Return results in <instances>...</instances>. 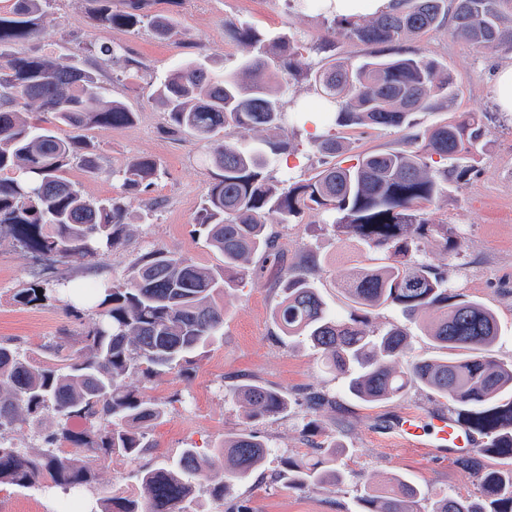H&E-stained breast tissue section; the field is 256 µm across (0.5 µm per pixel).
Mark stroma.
I'll list each match as a JSON object with an SVG mask.
<instances>
[{
    "instance_id": "stroma-1",
    "label": "stroma",
    "mask_w": 512,
    "mask_h": 512,
    "mask_svg": "<svg viewBox=\"0 0 512 512\" xmlns=\"http://www.w3.org/2000/svg\"><path fill=\"white\" fill-rule=\"evenodd\" d=\"M144 5L147 13L173 18L175 41L158 40L146 26L130 31L98 29L86 0H53L40 22V34L15 46L21 54L57 57L106 38L129 49L144 64V77L117 79L103 66L98 67L97 74L108 95L123 100L138 117L124 128L86 131L85 138L98 155L101 170L89 174L76 167L69 176L85 195L102 199L121 196V185L113 180L112 170L129 157H154L164 175L150 191L151 197L161 200V209L145 221L139 206H132L125 243L105 256L50 262L36 259L13 238L0 237V340L35 347L62 334L81 335L95 319L93 310L84 307L71 313L57 303H17L14 294L23 284L46 278L63 288L119 282L135 256L157 248L185 255L205 267L221 263V256L195 230L198 206L220 172L206 159L202 147L165 132L164 114L149 98L147 79H162L176 64L200 53L208 55L215 67L235 69L247 49L225 40L224 23L228 20L296 40L305 47L304 63L311 66L323 64L324 56L317 47L325 41L335 43V53L342 59H356L361 51L360 46L336 38L322 12L291 9L286 0H144ZM402 49L439 60L458 85L451 109L417 114L418 131L447 121L454 112L488 115L490 133L476 173L466 184L450 189L430 210L434 223L447 225L450 232L462 238V250L453 258L441 244L432 242L426 246L424 257L431 265L447 267L449 284L455 292L478 299L495 311L500 336L493 354L501 362L512 363V115L498 111L492 91L497 70L512 65V48L479 51L443 26L407 40ZM285 98L292 109L277 135L290 139L297 153L288 162H271L269 169L276 179L300 181L322 169L329 158L310 146L311 124L296 111L300 104L316 99L308 83L291 82ZM342 135L347 146L341 155L345 161L361 152L399 147L401 141L400 132L393 128L346 129ZM277 232L288 265L304 263L311 253L317 256L320 269L315 277L323 298L336 315H346V300L339 284L348 279L354 267L370 266L371 251L355 242L340 243L331 226L317 215L278 227ZM263 264V256H252L250 265L262 268V276L247 279L225 294L224 334L188 370L151 381L137 373L127 376L130 389L169 401L168 413L152 429L155 446L140 463H95L97 480L93 487L72 494L82 512H97L103 495L134 485L139 464L158 463L190 446L207 455L213 468H221L224 460L214 454V447L224 436L248 426L270 447L265 465L248 481L235 484L225 497L201 492L196 512H229L240 501L250 512H361L356 485L360 474L404 475L423 492L420 512H431L433 502L443 494L481 496L483 490L475 475L459 468L453 455H430L407 447L383 430L386 422L398 414L449 413L452 405L420 388L373 405L351 396L346 377L328 371L321 355L307 341L291 344L278 336L273 311L280 292L273 286L272 272ZM394 326L407 333L410 356L434 355L421 326L400 309L373 311L371 330L381 332ZM245 378L285 393L287 412L246 424L234 395L236 385ZM312 393L325 398L316 411L306 401ZM334 438L345 445L336 461L345 474L342 484L298 491L275 481L273 474L283 459L312 456ZM62 495V490L54 487L19 489L1 485L0 512H57Z\"/></svg>"
}]
</instances>
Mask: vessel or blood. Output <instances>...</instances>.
I'll list each match as a JSON object with an SVG mask.
<instances>
[{"mask_svg":"<svg viewBox=\"0 0 512 512\" xmlns=\"http://www.w3.org/2000/svg\"><path fill=\"white\" fill-rule=\"evenodd\" d=\"M387 434L402 438L414 448L451 454L460 448L478 447L479 441L460 419L444 413L429 416L402 414L385 425Z\"/></svg>","mask_w":512,"mask_h":512,"instance_id":"obj_1","label":"vessel or blood"}]
</instances>
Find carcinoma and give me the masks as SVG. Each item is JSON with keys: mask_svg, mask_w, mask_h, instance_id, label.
Returning a JSON list of instances; mask_svg holds the SVG:
<instances>
[{"mask_svg": "<svg viewBox=\"0 0 512 512\" xmlns=\"http://www.w3.org/2000/svg\"><path fill=\"white\" fill-rule=\"evenodd\" d=\"M50 2L4 0L0 5V234L47 261L97 258L123 244L129 203L123 197L85 196L68 171L75 161L90 172L99 170L96 154L82 145V131L125 127L136 113L119 99H106L82 56L60 61L13 50L39 34ZM89 2L100 29H132L145 22L161 41L174 34L168 16L141 15L139 0H130L125 12L113 11L112 0ZM325 13L334 34L365 46L416 38L447 24L482 51L512 45V0H394L390 11L368 19ZM224 37L250 49L234 70L220 71L208 58H195L150 85L169 132L203 146L222 172L195 222L222 264L203 267L152 250L130 263L123 281L76 297L97 314L82 335L29 350L0 341V484L87 488L95 483L87 461L135 462L156 447L150 431L165 418L168 402L129 389L127 375L156 378L193 363L224 335L225 292L258 275L248 270L251 257L278 255V234L270 226L296 224L315 213L333 215L339 242H360L380 253L382 263L340 284L347 299L344 318L328 310L312 265L280 270L282 298L273 312L278 335L307 340L330 371L348 376L349 391L362 401H390L423 387L452 402L458 417L486 438L484 447L457 457L456 464L474 471L490 502L443 495L433 512H512V363L492 355L499 337L496 314L481 301L452 293L448 267L420 258L431 239L443 240L454 256L462 250V239L429 215L449 185L467 181L475 170L479 146L490 133L484 114L465 112L422 135L412 134L417 113L448 109L454 101L455 80L435 59L370 53L354 63L331 54L321 66L305 68L289 38L233 21L224 24ZM95 56L115 72L129 75L143 68L119 44H102ZM302 79L315 88L318 111L336 115L335 124L397 128L403 131L402 147L359 155L348 166H326L306 180H274L266 171L270 159L293 153L291 142L274 138L262 149L247 150L228 134L280 129L285 114L280 86ZM36 102L52 124L68 126L76 135L62 139L33 121L29 112ZM311 143L332 156L343 148L336 135L316 136ZM112 175L136 198L150 191L161 168L139 156ZM61 294L52 282L38 280L15 298L75 308ZM386 307L424 321L438 354L408 360L402 329L367 330L370 314ZM235 396L248 421L274 417L287 407L282 392L256 383L238 385ZM49 416L54 423L43 433V447L25 451L7 437L16 426H39ZM73 418L84 425L73 427ZM217 451L224 458L219 471L194 447L140 467L136 487L103 496L100 512H195L200 489L224 496L269 453L250 430L225 437ZM342 451L333 442L314 458H288L278 479H287L295 490L334 486L343 480L334 465ZM489 456L506 464H484ZM359 480L363 512H417L420 491L402 476L395 474L381 486L363 476Z\"/></svg>", "mask_w": 512, "mask_h": 512, "instance_id": "1", "label": "carcinoma"}]
</instances>
